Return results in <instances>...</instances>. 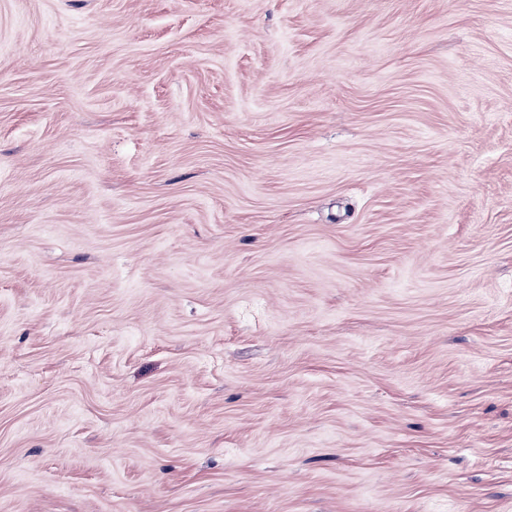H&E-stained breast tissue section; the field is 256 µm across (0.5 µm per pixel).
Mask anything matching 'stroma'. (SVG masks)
I'll return each mask as SVG.
<instances>
[{"instance_id": "stroma-1", "label": "stroma", "mask_w": 512, "mask_h": 512, "mask_svg": "<svg viewBox=\"0 0 512 512\" xmlns=\"http://www.w3.org/2000/svg\"><path fill=\"white\" fill-rule=\"evenodd\" d=\"M0 512H512V0H0Z\"/></svg>"}]
</instances>
